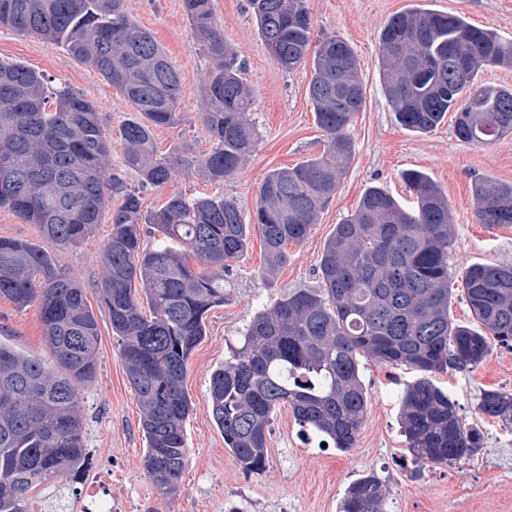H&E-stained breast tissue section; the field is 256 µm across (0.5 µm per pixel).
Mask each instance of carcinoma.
I'll return each instance as SVG.
<instances>
[{
  "instance_id": "carcinoma-1",
  "label": "carcinoma",
  "mask_w": 512,
  "mask_h": 512,
  "mask_svg": "<svg viewBox=\"0 0 512 512\" xmlns=\"http://www.w3.org/2000/svg\"><path fill=\"white\" fill-rule=\"evenodd\" d=\"M193 36L211 61L201 122L210 148L197 169L214 183L236 174L259 133L249 119L253 91L237 49L218 29L211 0H183ZM259 35L285 70L301 66L311 39L307 0H248ZM0 27L63 47L118 88L136 116L120 128L122 170L111 171L112 139L96 105L17 61L0 60V206L67 249L102 221L94 288L118 337L126 378L141 411L143 466L164 497L176 494L188 461L185 424L193 403L188 362L209 311L224 305V275L247 251L251 225L222 195L173 193L143 210L123 172L141 187L172 181L154 130L179 120L181 77L152 32L123 0H0ZM384 90L397 123L427 132L453 113L460 139L484 145L512 133V86L479 84L487 66L512 67V42L460 15L412 7L392 16L379 38ZM315 121L327 134L320 155L276 169L254 212L266 274L286 262L335 195L353 155L348 134L364 102L358 60L335 35L316 51L308 86ZM403 182L405 208L379 187L336 225L319 262L320 287L300 288L252 317L224 365L210 376L208 407L224 445L247 473L264 470L277 408H290L307 440L347 452L367 408L360 358L404 365L418 377L400 396L399 420L416 468L476 456L482 430L432 376L474 368L492 343H512V267L476 263L461 279L473 323L451 316L448 255L453 217L439 186L419 170ZM481 224H512V183H474ZM157 235L144 243L142 226ZM0 297L36 304L51 362L0 343V512H32L29 491L77 473L85 461L81 390L93 380L99 327L86 286L47 249L0 236ZM146 299L149 317L140 301ZM479 414L512 428V391L485 390ZM379 481L348 487L339 512H385Z\"/></svg>"
}]
</instances>
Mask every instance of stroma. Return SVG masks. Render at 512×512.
<instances>
[{
	"label": "stroma",
	"mask_w": 512,
	"mask_h": 512,
	"mask_svg": "<svg viewBox=\"0 0 512 512\" xmlns=\"http://www.w3.org/2000/svg\"><path fill=\"white\" fill-rule=\"evenodd\" d=\"M414 3L463 16L512 39V0H307L313 43L336 35L358 57L364 103L349 128L353 157L335 197L305 241L289 246L286 263L274 275L262 272V235L259 228H252L248 250L225 284L229 301L209 312L206 334L189 359L185 386L194 410L186 422L188 465L172 500L163 499L144 471L146 441L140 408L127 382L108 312L92 289L111 226L99 224L81 244L56 250L59 263L73 268L89 288L87 298L100 329L98 368L94 381L82 392L85 463L76 477L34 492L33 512H84L89 500L86 488L94 476L111 487L112 512H338L347 487L368 474L375 475L386 491L385 512H512V429H503L497 420L476 410L481 392L512 390V346H493L475 368L435 375L436 384L458 401L466 422L478 425L486 440L480 454L452 466L417 469L405 463L399 400L405 383L416 373L403 365L362 360L367 408L356 445L348 452L304 443L288 407L278 409L267 443L266 468L258 474L245 473L225 448L207 406L212 372L223 365L230 344L238 341L254 313L288 292L317 287L319 260L337 224L354 211L370 186L407 200L401 179L404 170L425 172L448 199L454 219L448 263L454 278H461L474 263L512 266V225L478 223L472 193L478 178L512 182V134L476 146L457 137L449 117L431 131L411 133L396 123L385 97L380 31L390 17ZM125 8L153 32L178 68L182 83L178 123L155 130L159 153L177 158L173 181L144 189L137 175H126L128 186L140 189L145 208L162 203L175 191L198 196L220 190L237 202L247 218L269 171L321 153L324 133L315 122L307 92L310 65L283 70L267 52L247 0H214L218 26L225 40L238 48L244 78L254 92L250 117L260 138L240 172L225 180L222 189L192 173L195 161L209 149L199 118L209 62L192 36L183 0H125ZM0 59L23 63L43 74L51 87L65 84L92 100L112 137V161L120 163V126L132 109L119 89L75 61L63 47L34 35L0 28ZM0 342L47 356L38 307L20 309L0 298Z\"/></svg>",
	"instance_id": "obj_1"
}]
</instances>
